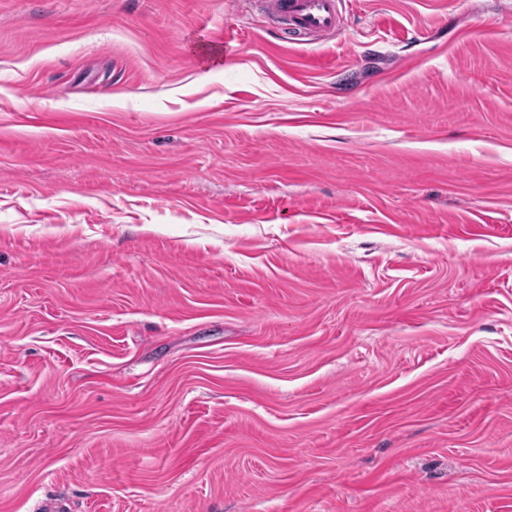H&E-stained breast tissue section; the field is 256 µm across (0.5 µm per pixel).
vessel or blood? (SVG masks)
Masks as SVG:
<instances>
[{
	"mask_svg": "<svg viewBox=\"0 0 512 512\" xmlns=\"http://www.w3.org/2000/svg\"><path fill=\"white\" fill-rule=\"evenodd\" d=\"M342 0H262L265 12L293 37L317 39L341 27Z\"/></svg>",
	"mask_w": 512,
	"mask_h": 512,
	"instance_id": "obj_1",
	"label": "vessel or blood"
}]
</instances>
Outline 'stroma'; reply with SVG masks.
<instances>
[{
  "mask_svg": "<svg viewBox=\"0 0 512 512\" xmlns=\"http://www.w3.org/2000/svg\"><path fill=\"white\" fill-rule=\"evenodd\" d=\"M0 0V512H512V0ZM343 0H263L265 12L293 37L317 39L341 27Z\"/></svg>",
  "mask_w": 512,
  "mask_h": 512,
  "instance_id": "1",
  "label": "stroma"
}]
</instances>
